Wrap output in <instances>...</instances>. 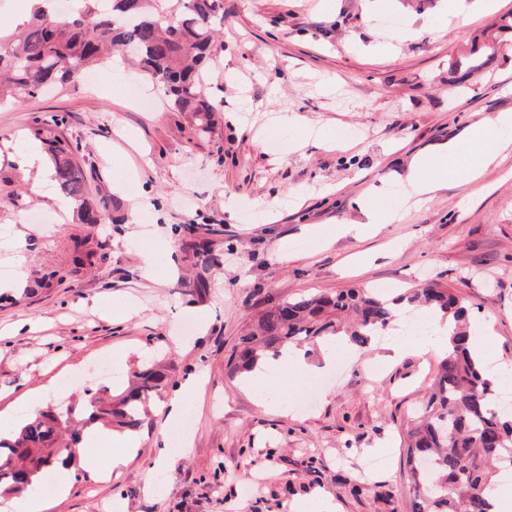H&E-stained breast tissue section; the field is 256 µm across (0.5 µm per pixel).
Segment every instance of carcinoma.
Listing matches in <instances>:
<instances>
[{
    "instance_id": "cac0c4a2",
    "label": "carcinoma",
    "mask_w": 512,
    "mask_h": 512,
    "mask_svg": "<svg viewBox=\"0 0 512 512\" xmlns=\"http://www.w3.org/2000/svg\"><path fill=\"white\" fill-rule=\"evenodd\" d=\"M41 0L21 29L0 33V103H21L48 86L65 87L83 73L134 59L162 87L174 112H192L195 134L211 132L219 111L205 90V65L213 53L223 0ZM64 118L35 123L27 138L40 143L76 224H103L106 207L93 202L78 148L58 131ZM441 310L456 322L448 354L440 358L425 407L407 431L408 462L416 482V512H489L483 491L493 464L512 466V411L489 398L482 360L467 347L468 308L437 285L409 289L396 300L351 288L306 295L260 314L227 363L230 377L254 370L259 359L289 346H317L347 336L360 348L394 318V302ZM168 384L165 369L147 364L130 373L128 387L87 398L90 418L41 411L10 441L0 439V496L22 494L48 469L67 467L81 454L84 428L136 430L149 397Z\"/></svg>"
}]
</instances>
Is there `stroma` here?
I'll list each match as a JSON object with an SVG mask.
<instances>
[{
	"instance_id": "1",
	"label": "stroma",
	"mask_w": 512,
	"mask_h": 512,
	"mask_svg": "<svg viewBox=\"0 0 512 512\" xmlns=\"http://www.w3.org/2000/svg\"><path fill=\"white\" fill-rule=\"evenodd\" d=\"M449 2L224 0L207 71L223 110L202 138L193 114L170 111L133 66L125 81L151 109L109 69L0 107V165H17L23 194L0 218L10 226L0 267L31 290L19 305L0 300V412L22 419L36 400L66 409L86 390L121 386L152 357L171 379L153 402L200 380L186 409L189 446L162 474L152 466L163 421L152 414L121 472L111 470V443L91 446L101 469L78 471L65 499L42 491L43 512H291L320 491L335 512H414L405 434L436 353L382 365L378 339L366 351L340 347L328 366L310 357L311 372L288 366L270 379L281 414L226 363L271 305L348 288L399 294L425 281L463 297L471 325L491 329L488 353L512 362V149L477 183L448 180L401 210L379 236L332 232L363 221L366 204L398 207L415 154L512 113V0L458 18ZM474 47L486 60L476 73L462 63ZM56 115L108 224L24 221L58 210L56 184L32 192L21 138ZM78 242L96 259L75 273ZM149 244L158 251L147 268ZM51 270L64 280L35 287ZM103 296L126 315L94 309ZM104 357L113 374L92 372ZM378 455L387 466L371 468Z\"/></svg>"
}]
</instances>
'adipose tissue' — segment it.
<instances>
[{"label":"adipose tissue","instance_id":"1","mask_svg":"<svg viewBox=\"0 0 512 512\" xmlns=\"http://www.w3.org/2000/svg\"><path fill=\"white\" fill-rule=\"evenodd\" d=\"M512 143V114L502 112L487 118L481 125L470 130L460 139L439 145L433 150L417 155L407 175V183L414 194L427 195L437 190L448 177L464 175L466 182H476L481 172L490 163L498 148ZM430 332L417 338L403 336V318L395 316L387 327L393 341L389 345L387 362L404 358L409 352L424 353L430 350L445 353L454 330L452 319L441 312L429 315ZM292 365L300 372L307 371L303 349L290 348L279 356H268L249 373L246 385L260 395L263 404L276 406L277 400L267 394V374L279 371L282 366Z\"/></svg>","mask_w":512,"mask_h":512}]
</instances>
